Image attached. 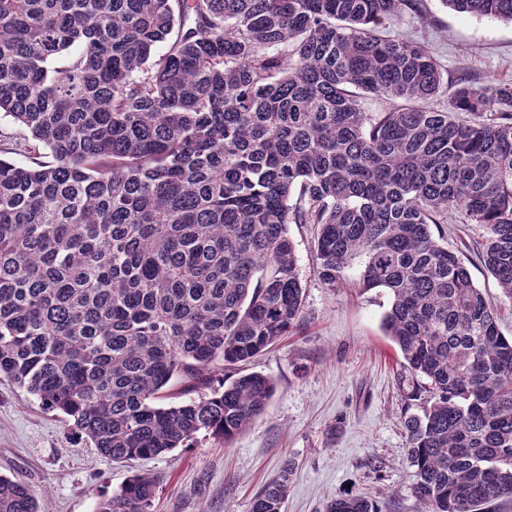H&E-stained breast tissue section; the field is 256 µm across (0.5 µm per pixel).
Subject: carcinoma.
Wrapping results in <instances>:
<instances>
[{
	"label": "carcinoma",
	"instance_id": "obj_1",
	"mask_svg": "<svg viewBox=\"0 0 512 512\" xmlns=\"http://www.w3.org/2000/svg\"><path fill=\"white\" fill-rule=\"evenodd\" d=\"M512 23V0H441ZM413 0H0V377L116 462L228 442L271 379L238 368L289 335L320 281L392 298L382 327L425 379L405 421L421 512L512 499V338L433 227L458 211L512 300V82L459 83L382 22ZM163 52H158V49ZM368 95L391 102L369 112ZM26 154L17 163L11 149ZM206 396L161 405L177 377ZM290 469L251 512H282ZM130 477L95 512H151ZM0 512H47L0 475ZM325 512H381L362 495Z\"/></svg>",
	"mask_w": 512,
	"mask_h": 512
}]
</instances>
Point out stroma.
<instances>
[{"label":"stroma","instance_id":"1","mask_svg":"<svg viewBox=\"0 0 512 512\" xmlns=\"http://www.w3.org/2000/svg\"><path fill=\"white\" fill-rule=\"evenodd\" d=\"M383 31L428 50L450 86L512 81L510 23L460 14L440 0H417ZM450 86L434 99L435 108H449ZM444 232L511 337L512 302L470 250L484 228L456 217ZM289 233L304 287L301 321L244 367L275 384L268 407L249 426L226 443L201 434L191 447L116 463L74 434L61 415L2 378L0 474L29 485L47 512H94L103 495L137 473L157 481L152 512H250L255 495L288 461L286 512H323L328 501L351 494L375 500L381 512H420L404 422L422 416L429 394L383 332L391 297L382 288H360L356 261L345 269L343 286L323 285L312 225H290Z\"/></svg>","mask_w":512,"mask_h":512}]
</instances>
